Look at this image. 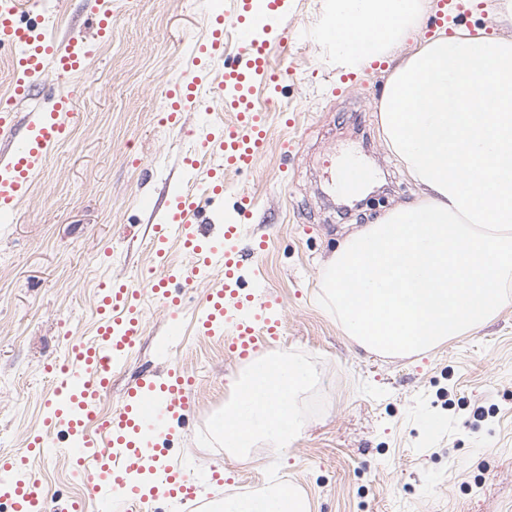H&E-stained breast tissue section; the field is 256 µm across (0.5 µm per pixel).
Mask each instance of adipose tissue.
Wrapping results in <instances>:
<instances>
[{"mask_svg": "<svg viewBox=\"0 0 512 512\" xmlns=\"http://www.w3.org/2000/svg\"><path fill=\"white\" fill-rule=\"evenodd\" d=\"M416 8L331 0L347 67L405 38ZM379 106L385 146L420 195L340 242L323 282L346 336L405 357L512 300V40L437 31L394 67Z\"/></svg>", "mask_w": 512, "mask_h": 512, "instance_id": "ef3b65f1", "label": "adipose tissue"}]
</instances>
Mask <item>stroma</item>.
I'll list each match as a JSON object with an SVG mask.
<instances>
[{"label": "stroma", "mask_w": 512, "mask_h": 512, "mask_svg": "<svg viewBox=\"0 0 512 512\" xmlns=\"http://www.w3.org/2000/svg\"><path fill=\"white\" fill-rule=\"evenodd\" d=\"M112 37L97 44L76 82L78 114L70 138L34 176L15 220L0 224V457L27 452L29 435L45 428L56 386L54 366L70 346L89 339L99 316L100 283H137L149 269L187 263L180 245L157 256L152 226L186 188L183 159L195 134L232 112H179L166 123V90L179 82L195 45L209 34L208 18L224 0H113ZM95 0H50L58 39L91 36ZM410 36L382 53L366 85L347 81L334 45L320 37L329 0H281L292 35L278 56L291 80L286 90L254 93L266 115L267 149L256 171L224 178L212 206L213 227L237 222L241 197L252 202L245 234L242 284L255 300L280 298L282 329L269 352L318 357L326 400L280 456L279 480L301 493L307 512H512V302L481 328L408 357L366 351L346 336L320 299L321 271L337 244L419 194L387 151L379 100L392 56L424 42L432 0H419ZM298 125L282 126V113ZM351 152L371 171L350 214L331 165ZM268 246L252 257V240ZM218 280L189 290L178 330L168 313L144 298L143 331L98 407L119 409L128 388L164 379L169 359L194 377L187 422L174 436L170 462L212 491V473L239 488L266 485L267 461L241 459L196 441L207 419L229 399L246 364L224 347L223 334L204 335L191 309ZM483 418H474L476 409ZM66 437L30 458L21 479L48 490L52 512L83 495L67 462Z\"/></svg>", "instance_id": "35a3bbf8"}]
</instances>
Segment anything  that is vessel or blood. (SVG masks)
I'll return each mask as SVG.
<instances>
[{"mask_svg":"<svg viewBox=\"0 0 512 512\" xmlns=\"http://www.w3.org/2000/svg\"><path fill=\"white\" fill-rule=\"evenodd\" d=\"M436 7L437 26L449 32L456 30V20L466 10L465 0H436ZM252 11V0H225L223 11L213 19L210 39L199 49L207 67L189 64L184 80L170 91L178 101L194 103L206 111L227 98L239 109L235 124L209 133L199 149L184 159L193 171L202 168V160H209V168H202L206 175L201 191L180 193L168 222L154 227L157 242L179 239L191 256L190 262L171 275L147 278L140 286L123 283L100 289L95 335L73 347L71 362L58 372L59 384L49 404L46 429L28 442L29 447L43 448L54 432L67 431L72 437L71 465L83 476L87 494L97 499L100 512H110L116 503L122 504L123 512H147L151 501L131 475L148 467L156 473L157 492L162 498L179 500L185 512H201L203 506L195 482L167 463L172 421L181 417L193 386L192 377L180 365H172L160 385L136 384L119 412L96 432L87 428L112 370L142 332L143 294H150L162 309L179 312L185 289L207 281L218 266L224 271V280L221 287L211 289L200 306L199 326L209 333L217 320H224L229 326L227 348L241 360L256 354L261 340H274L281 332V321L274 316L280 307L278 296L268 294L256 306L235 289L240 279L236 243L242 236L241 225H225L220 244L209 242L205 229L208 203L224 194V170L254 171L266 150L262 117L255 112L247 90L257 84L282 89L290 80L287 68L271 65L268 44L256 39L251 24L246 23L245 16ZM114 20L112 0H98L93 22L96 35L111 38ZM228 26L235 29L245 49L244 65L224 56V29ZM89 44L81 35L65 42L57 40L49 17L35 0H0V53L13 63V99H26L46 76L55 78L50 108L27 113L25 137L12 150L0 154L1 216L17 210L53 148L69 138L76 91L70 78L85 68L91 56ZM369 176L365 167L354 163L337 171L339 185L348 191L359 189ZM23 465L20 459H0V495L10 501L11 512H36L39 484L14 476Z\"/></svg>","mask_w":512,"mask_h":512,"instance_id":"1","label":"vessel or blood"}]
</instances>
